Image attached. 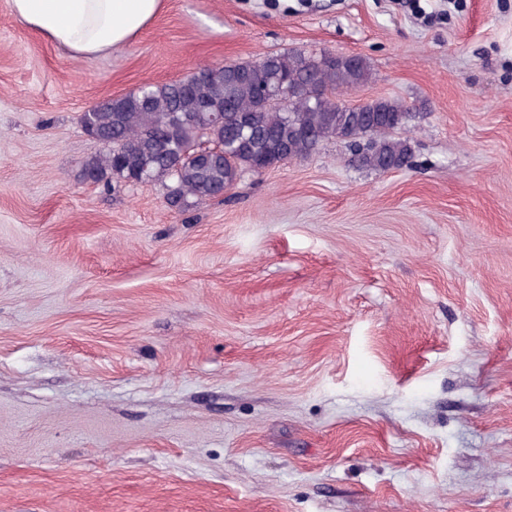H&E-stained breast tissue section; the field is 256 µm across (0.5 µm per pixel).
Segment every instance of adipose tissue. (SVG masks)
<instances>
[{
	"label": "adipose tissue",
	"instance_id": "adipose-tissue-1",
	"mask_svg": "<svg viewBox=\"0 0 512 512\" xmlns=\"http://www.w3.org/2000/svg\"><path fill=\"white\" fill-rule=\"evenodd\" d=\"M165 0H10L25 26L72 55L87 57L132 43Z\"/></svg>",
	"mask_w": 512,
	"mask_h": 512
}]
</instances>
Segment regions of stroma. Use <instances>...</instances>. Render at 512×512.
<instances>
[{"mask_svg":"<svg viewBox=\"0 0 512 512\" xmlns=\"http://www.w3.org/2000/svg\"><path fill=\"white\" fill-rule=\"evenodd\" d=\"M293 51L411 164L83 180L89 107ZM0 512H512V0H165L91 57L0 0Z\"/></svg>","mask_w":512,"mask_h":512,"instance_id":"stroma-1","label":"stroma"}]
</instances>
